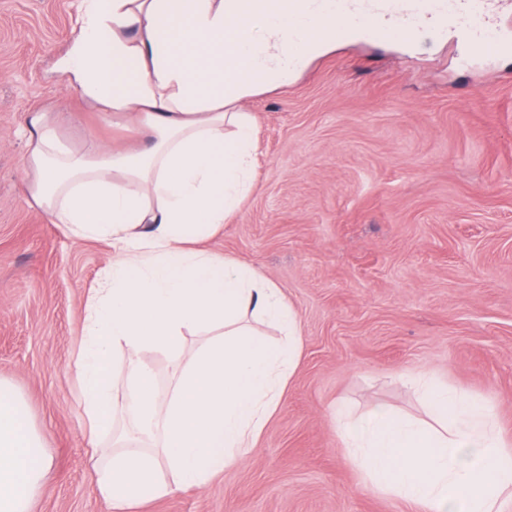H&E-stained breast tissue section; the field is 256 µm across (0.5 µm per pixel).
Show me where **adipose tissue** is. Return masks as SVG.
<instances>
[{
  "label": "adipose tissue",
  "mask_w": 512,
  "mask_h": 512,
  "mask_svg": "<svg viewBox=\"0 0 512 512\" xmlns=\"http://www.w3.org/2000/svg\"><path fill=\"white\" fill-rule=\"evenodd\" d=\"M335 39V19L316 14L309 0L297 15L271 13L265 0H253L246 15L240 0H82L57 69L86 105L127 128L131 142L72 146L63 138L66 113L26 117V194L73 244L112 247L85 302L74 368L90 441L111 433L115 401L136 425L95 468L114 512L167 495L169 472L182 486H206L243 461L280 406L302 355L298 312L260 268L202 244L256 180L257 127L241 102L286 87L290 53L312 56ZM256 321L275 325L282 340L267 343ZM193 329L205 340L171 391L159 392L142 352L181 358ZM407 382L426 419L342 401L332 412L363 487L417 512H507L512 442L494 405L424 374ZM50 465L27 402L0 377V512H30Z\"/></svg>",
  "instance_id": "1"
}]
</instances>
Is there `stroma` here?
<instances>
[{
	"instance_id": "35a3bbf8",
	"label": "stroma",
	"mask_w": 512,
	"mask_h": 512,
	"mask_svg": "<svg viewBox=\"0 0 512 512\" xmlns=\"http://www.w3.org/2000/svg\"><path fill=\"white\" fill-rule=\"evenodd\" d=\"M79 0H0V376L48 434L31 512H112L97 493L73 370L86 296L112 249L73 246L25 198L16 131L68 113L74 144L124 140L55 70ZM455 36L333 42L244 102L262 153L205 242L260 267L299 313L302 358L256 448L202 489L129 512H413L365 489L330 406L426 412L427 373L492 402L512 441V56L470 67Z\"/></svg>"
}]
</instances>
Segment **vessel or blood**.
<instances>
[{"label":"vessel or blood","instance_id":"obj_1","mask_svg":"<svg viewBox=\"0 0 512 512\" xmlns=\"http://www.w3.org/2000/svg\"><path fill=\"white\" fill-rule=\"evenodd\" d=\"M338 37L380 41L400 28L407 38L422 29L436 36L458 34L474 58L512 53V35L491 28L498 0H323Z\"/></svg>","mask_w":512,"mask_h":512}]
</instances>
